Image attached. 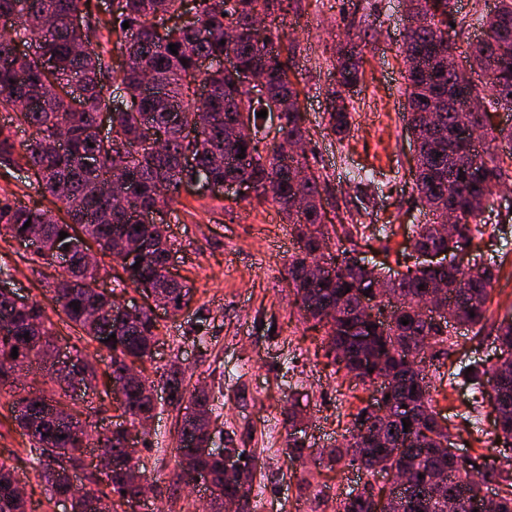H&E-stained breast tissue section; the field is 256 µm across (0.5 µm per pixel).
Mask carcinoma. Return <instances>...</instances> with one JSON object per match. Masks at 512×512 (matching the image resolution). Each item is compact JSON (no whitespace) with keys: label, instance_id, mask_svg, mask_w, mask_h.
Returning a JSON list of instances; mask_svg holds the SVG:
<instances>
[{"label":"carcinoma","instance_id":"1","mask_svg":"<svg viewBox=\"0 0 512 512\" xmlns=\"http://www.w3.org/2000/svg\"><path fill=\"white\" fill-rule=\"evenodd\" d=\"M288 0H195L192 22L170 27L163 37L156 27L183 12V0H112L108 17H99L90 0H0V17L10 19L0 32V112L11 116L12 127L29 130L21 142L13 138L11 127L0 126V167L27 166L34 170L42 193L62 204L65 219L49 209L0 200V229L11 237L36 233L42 246L39 255L49 266L56 265L59 252L70 253V265L52 282L49 301L65 318L79 327L98 349L112 356L110 381L123 380L128 361L144 363L152 359L158 323L144 311L137 315L112 314V303L96 292L101 267L84 262L86 241H93L104 256L120 265L135 287L150 286L165 309L177 314L192 301V288L167 274L166 264L173 243L165 224L170 205L182 185L193 180L224 182L240 177L255 185L254 197L271 200L283 219L295 226L298 253L288 265V287L303 316L326 327L328 353L359 384L374 385L368 369L383 370L392 377L389 386L376 392L390 395L386 413L375 416L361 409L352 428L361 421L370 423L386 444L374 448L342 446L333 458H324L319 449H305L298 439L288 444L291 461L309 457L324 461L346 458L358 470L375 475L394 465H405L409 485L390 512H448L453 500L455 512H473V501L484 488L497 485V500L490 512H512V472L477 459L458 461L451 421L441 417L432 404L431 385L408 364L407 349L419 336H430L432 344L448 342V333L436 319L416 312L421 297L435 284L446 289L438 317L445 323L464 325L482 332L488 321L494 267L480 263L468 272L456 267L412 269L404 273H383L358 265L349 252L331 250L324 223L320 177L303 183L305 208L294 210L291 200L297 186L292 164L309 167L307 157L295 159L288 146L305 140L306 128L298 103V91L288 74L281 49L286 35L269 33L263 41L253 38L250 24L260 12L285 10ZM450 0H409V14L425 23L407 30L402 49L405 64L409 113L424 112L449 98L456 106L442 108L434 125L409 120L414 141L420 145V159L412 172L425 222L417 225L414 247L418 250L460 249L482 234L495 210L494 189L512 178V127L493 128L490 111L512 110V0H498L489 13L474 11L458 25L485 29L473 46L470 57L486 76L489 99L480 112L468 113L469 120L484 125V137L509 144L507 158L494 156L489 149H472L462 142L458 126L461 106L472 85L468 72L448 68V47L440 33L453 20ZM129 28H123L124 22ZM238 32L231 44H220L225 30ZM125 38L127 64L121 67L123 99L126 107L112 113V137L103 139L96 117L112 82V62L107 58L103 33ZM25 51L17 55L14 45ZM177 45V53L169 45ZM232 51L240 64L265 86L266 101H255L249 90L238 87L221 67L199 75L196 62L201 57L220 59ZM360 44L349 39L336 46V73L340 90L335 93L329 124L339 138L350 130L349 104L343 96L360 82ZM201 83L207 95L196 92ZM280 139L262 152L256 113H269L283 103ZM240 122L248 123L253 137L237 138L228 133ZM67 128L69 146L61 150L56 137ZM193 136L186 135V132ZM93 146H88V143ZM190 149L194 164L184 166L182 153ZM243 158H238V154ZM115 166L127 170L132 197L129 207H114L105 198L106 177ZM458 189L448 191V177ZM161 214L157 224L138 223L128 217V208ZM457 214L453 234L445 237L439 225L448 221V212ZM29 227H24L25 223ZM67 237L62 239L59 232ZM123 241L128 256L113 252ZM324 260L335 266V276L307 275V265ZM138 268H133L134 264ZM382 283L398 298V306L379 327L361 313L364 291ZM77 303V307L70 303ZM46 311L42 302L28 300L0 290V386L14 382L12 371L20 366L42 364L52 345L46 339ZM408 324H402V321ZM492 340L495 361L475 368L470 378L480 397L497 394L494 432L505 447L512 446V318L494 326ZM29 338H24V334ZM116 338H111V335ZM18 357L12 358V348ZM64 382L60 392L47 396L29 394L11 404L12 419L29 439L31 460L42 469L50 496L61 498L71 492L72 472L81 462L80 452L89 445L87 426L66 403L75 375L60 370ZM126 413L134 420L155 409L151 393L163 389L178 403L184 394L181 373L172 369L159 381L140 378L123 384ZM191 413L180 430L189 446L177 448V479L206 474L216 492L232 497L250 490L255 459L244 448L225 452L245 457L238 472L224 469V457L209 449L201 420L212 414L213 397L205 389L190 394ZM416 404L423 417L404 427L406 407ZM129 432L116 429L97 439L96 448L105 456L131 455ZM402 448L401 457L391 458V449ZM19 481L14 468L0 462V512H32L27 499L17 492ZM108 486L111 494L104 510L93 508L89 496L71 499V512H114V506L138 507L139 486L129 470H112ZM118 500H113L112 496ZM370 488L351 490L339 500L337 512H373Z\"/></svg>","mask_w":512,"mask_h":512}]
</instances>
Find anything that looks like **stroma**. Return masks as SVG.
<instances>
[{"mask_svg": "<svg viewBox=\"0 0 512 512\" xmlns=\"http://www.w3.org/2000/svg\"><path fill=\"white\" fill-rule=\"evenodd\" d=\"M282 26L291 50L288 65L300 91L307 129L305 150L322 181L325 222L336 225L339 246L379 268L404 270L411 264L420 205L411 189L413 139L404 110L407 97L401 54L404 33L400 0H290ZM351 35L363 47V76L351 95V131L337 140L327 109L336 88L335 49L339 36ZM356 170L372 173L367 186L352 179ZM0 198L52 208L36 191L30 171L0 169ZM499 225H487L464 249L469 260L493 261L497 272L487 316L497 323L512 316V185L495 202ZM174 242V276L193 290L189 308L173 315L157 311L154 356L141 371L150 379L178 367L187 388L204 387L219 408L218 439L233 437L257 458L250 512H336L338 495L363 486L380 487L383 478L339 462L291 465L286 454L285 415L296 405L305 444L330 448L342 442L351 416L375 396L371 386L354 385L345 370L325 354L321 327L304 321L285 280L297 249L290 224L276 207L245 195L181 190L168 216ZM0 269L18 295L47 300L54 268L38 254L0 235ZM47 326L54 345L80 350L97 373L77 407L89 422L90 436L130 427L104 393L111 359L83 340L79 327L56 311ZM486 334L464 327L451 330L436 347L426 374L435 409L452 417L456 442L469 454H485L507 467L505 455L484 439L464 404L471 389L459 372L491 355ZM454 371L455 384L442 380ZM12 398L0 393V461L12 465L34 512H67L48 498L45 483L29 456V439L11 417ZM191 410L189 400L169 403L159 394L156 416L139 435L140 463L154 482L149 500L159 512H205L208 491L187 492L176 480L178 427Z\"/></svg>", "mask_w": 512, "mask_h": 512, "instance_id": "obj_1", "label": "stroma"}]
</instances>
